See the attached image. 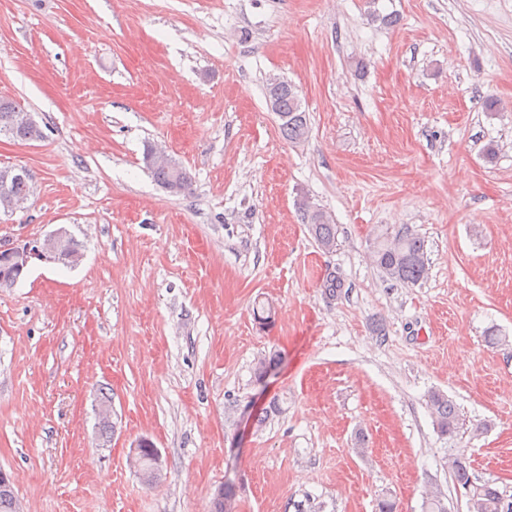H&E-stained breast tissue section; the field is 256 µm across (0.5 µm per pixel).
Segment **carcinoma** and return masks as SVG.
<instances>
[{
  "instance_id": "obj_1",
  "label": "carcinoma",
  "mask_w": 512,
  "mask_h": 512,
  "mask_svg": "<svg viewBox=\"0 0 512 512\" xmlns=\"http://www.w3.org/2000/svg\"><path fill=\"white\" fill-rule=\"evenodd\" d=\"M265 98L268 107L279 117L282 136L291 143L300 144L307 140L310 128L306 112L302 110L301 100L296 88L281 78H271L265 85ZM20 107L10 101L0 100V134L15 140L26 141L35 136L43 137L41 129L15 126L13 115ZM152 146H146L143 163L155 181L163 188L172 179L167 167L150 163ZM9 177L7 192L20 198L30 195L31 178L28 174L12 175L10 168H0V180ZM304 218L315 241L321 249L331 250L336 245V225L328 213L316 206L304 210ZM373 258L390 279L415 285L424 280L428 273V256L425 240L409 228L394 233L381 230L374 241ZM429 403L439 432L452 435L459 424V411L448 396L435 393L429 397ZM139 474L150 482L155 478L158 467L150 449L141 448L132 459ZM456 483L465 488L476 503V512H512V502H505L499 490L489 483L476 484L469 473V463L453 460L451 466ZM0 512H20L18 498L11 483L0 481Z\"/></svg>"
}]
</instances>
